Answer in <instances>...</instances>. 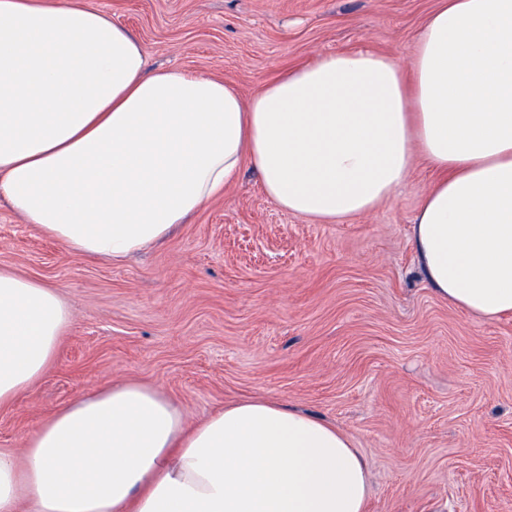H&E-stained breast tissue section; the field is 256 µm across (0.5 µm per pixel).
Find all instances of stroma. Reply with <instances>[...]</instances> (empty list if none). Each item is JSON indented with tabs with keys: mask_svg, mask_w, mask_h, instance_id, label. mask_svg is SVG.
Listing matches in <instances>:
<instances>
[{
	"mask_svg": "<svg viewBox=\"0 0 512 512\" xmlns=\"http://www.w3.org/2000/svg\"><path fill=\"white\" fill-rule=\"evenodd\" d=\"M148 68L223 79L251 96L343 51L408 61L440 0H93ZM436 179L341 223L280 210L257 175L159 246L82 258L0 201V268L59 290L71 322L52 364L0 406V451L96 386L161 389L187 425L276 400L344 431L367 459L365 512H512V315L479 321L437 296L410 226Z\"/></svg>",
	"mask_w": 512,
	"mask_h": 512,
	"instance_id": "1",
	"label": "stroma"
}]
</instances>
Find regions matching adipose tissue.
I'll use <instances>...</instances> for the list:
<instances>
[{
	"label": "adipose tissue",
	"mask_w": 512,
	"mask_h": 512,
	"mask_svg": "<svg viewBox=\"0 0 512 512\" xmlns=\"http://www.w3.org/2000/svg\"><path fill=\"white\" fill-rule=\"evenodd\" d=\"M437 179L412 226L426 281L477 319L512 312V0H442L408 64L359 50L251 97L147 72L91 0H0V198L79 256L164 241L243 167L272 203L339 223ZM71 319L0 269V405L30 389ZM368 463L317 417L244 400L185 430L159 390L117 382L0 452V512H364Z\"/></svg>",
	"instance_id": "ef3b65f1"
}]
</instances>
